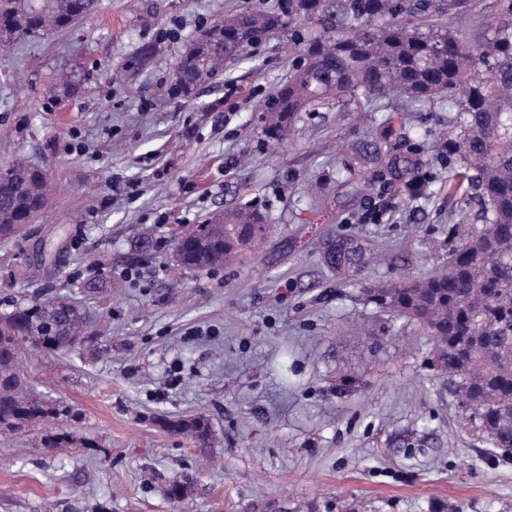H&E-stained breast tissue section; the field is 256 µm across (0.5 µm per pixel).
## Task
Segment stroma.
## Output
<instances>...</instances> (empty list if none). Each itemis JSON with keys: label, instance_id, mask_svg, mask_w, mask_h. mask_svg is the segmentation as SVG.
I'll return each instance as SVG.
<instances>
[{"label": "stroma", "instance_id": "obj_1", "mask_svg": "<svg viewBox=\"0 0 512 512\" xmlns=\"http://www.w3.org/2000/svg\"><path fill=\"white\" fill-rule=\"evenodd\" d=\"M280 0H100L79 25L0 47V166L47 169L52 202L22 239L0 242V311L41 294L81 301L94 346L31 357L29 378L73 410L88 447L0 436V512H512V456L478 431L431 366L418 325L363 290L448 261V230L479 223L448 196L438 146L455 107L405 98L301 113L269 146L257 107L298 53L287 31L246 47L191 97L168 95L199 30ZM157 45L142 69L130 61ZM76 72L77 93L52 79ZM423 160L419 190L392 160ZM337 210L320 221V200ZM251 203L268 231L242 264L197 271L169 249L141 258L142 233L169 239ZM382 220L361 223L373 206ZM361 234L382 262L336 278L313 245ZM109 282L94 293L87 282ZM204 413L208 449L159 417ZM189 475L182 502L165 488Z\"/></svg>", "mask_w": 512, "mask_h": 512}]
</instances>
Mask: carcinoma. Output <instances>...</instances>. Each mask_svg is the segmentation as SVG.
Wrapping results in <instances>:
<instances>
[{"label": "carcinoma", "instance_id": "obj_1", "mask_svg": "<svg viewBox=\"0 0 512 512\" xmlns=\"http://www.w3.org/2000/svg\"><path fill=\"white\" fill-rule=\"evenodd\" d=\"M98 0H4L6 42L40 38L95 14ZM286 28L299 53L295 72L261 102L267 144L278 147L298 114L316 104L400 96L412 103L446 95L458 107L441 143L458 163L448 197L474 195L483 224H457L448 264L433 274L366 289V300L416 322L433 338V367L454 382L462 408L490 444L512 451V0H284L280 11L227 17L186 41L170 93L191 95L215 79L239 50ZM48 175L17 160L0 173V242L45 211ZM266 225L251 205L224 213L200 237L186 228L170 241L176 261L207 270L240 261ZM325 264L354 275L374 253L351 235L318 243ZM94 340L85 311L66 297L23 298L0 313V433L16 434L66 418L71 408L37 394L25 352L64 353ZM165 430L206 448L205 415L168 417ZM45 448L74 443L63 429L41 434ZM175 476L167 496H188Z\"/></svg>", "mask_w": 512, "mask_h": 512}]
</instances>
